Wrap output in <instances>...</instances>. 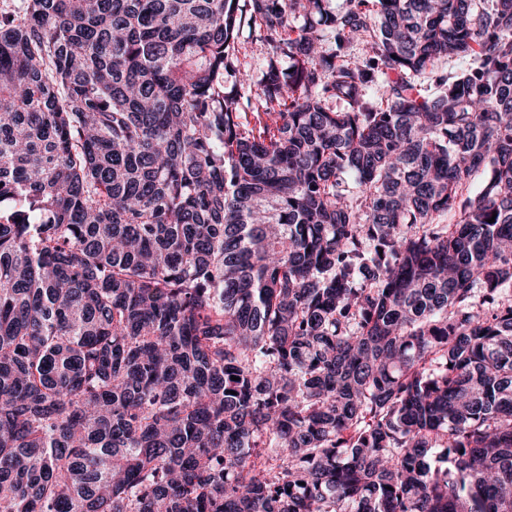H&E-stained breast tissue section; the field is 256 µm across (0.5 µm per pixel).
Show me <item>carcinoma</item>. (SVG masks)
I'll return each instance as SVG.
<instances>
[{"instance_id": "carcinoma-1", "label": "carcinoma", "mask_w": 512, "mask_h": 512, "mask_svg": "<svg viewBox=\"0 0 512 512\" xmlns=\"http://www.w3.org/2000/svg\"><path fill=\"white\" fill-rule=\"evenodd\" d=\"M0 512H512V0L1 7ZM239 42L241 69L257 80L264 69L267 47L252 39L246 27L240 32Z\"/></svg>"}]
</instances>
